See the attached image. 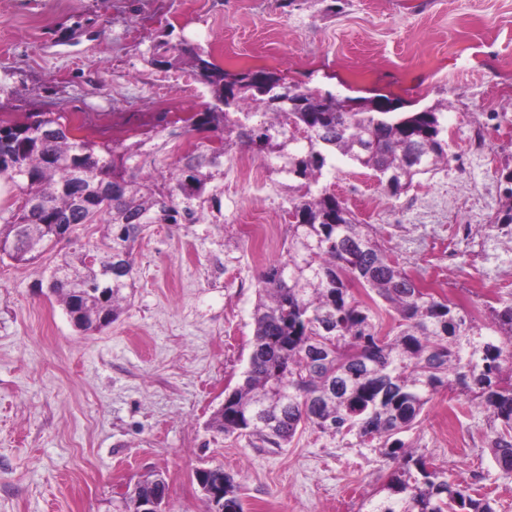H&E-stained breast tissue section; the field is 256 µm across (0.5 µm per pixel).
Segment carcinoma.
<instances>
[{
    "mask_svg": "<svg viewBox=\"0 0 512 512\" xmlns=\"http://www.w3.org/2000/svg\"><path fill=\"white\" fill-rule=\"evenodd\" d=\"M170 51L206 78L211 101L187 122L212 133L213 144L185 152L168 176L156 161L175 131L114 144L74 139L49 114L0 124V175L19 190L15 208L0 214V260L30 265L66 241L49 288L66 313L83 306L80 331H98L119 318L125 290L135 287L133 250L148 225L204 223L219 205L224 156L234 148L279 160L275 172L300 180L302 194L292 201L285 257L258 275L249 366L209 428L281 448L312 427L384 449L398 467L367 512H496L495 500L449 481L401 435L440 389L457 390L484 406L492 461L512 476V364L502 366L512 359V301L491 308V334L483 333L463 304L401 267L334 194L314 189L336 154L372 170L393 195L450 163L441 108L402 112L386 95L263 89L247 72L228 82L199 47L155 46L147 63L170 64ZM84 224L105 225L103 241L74 236ZM382 307L394 321L388 331ZM203 476L224 491V512H243L231 474L214 467ZM159 492L153 479L138 482L125 512Z\"/></svg>",
    "mask_w": 512,
    "mask_h": 512,
    "instance_id": "1",
    "label": "carcinoma"
}]
</instances>
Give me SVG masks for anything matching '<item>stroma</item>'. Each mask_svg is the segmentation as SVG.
I'll return each mask as SVG.
<instances>
[{
  "instance_id": "obj_1",
  "label": "stroma",
  "mask_w": 512,
  "mask_h": 512,
  "mask_svg": "<svg viewBox=\"0 0 512 512\" xmlns=\"http://www.w3.org/2000/svg\"><path fill=\"white\" fill-rule=\"evenodd\" d=\"M182 40L228 73L385 94L407 112L441 106L450 164L395 196L341 160L322 183L408 273L476 307L478 323L482 280L512 298V242L489 229L512 168V0H0V119L59 113L74 138L116 142L143 133L131 112L186 119L208 88L185 64L146 61ZM161 95L182 110L164 114ZM296 194L267 161L232 150L217 223L150 225L123 312L96 332H79L49 290L54 253L0 264V512H122L123 492L155 474L165 512H205L195 472L214 466L234 476L244 512H360L394 467L379 449L313 428L277 449L208 427L243 379L257 276L286 254ZM452 224L472 234L441 270L433 256ZM489 436L481 403L444 389L404 439L512 512Z\"/></svg>"
}]
</instances>
